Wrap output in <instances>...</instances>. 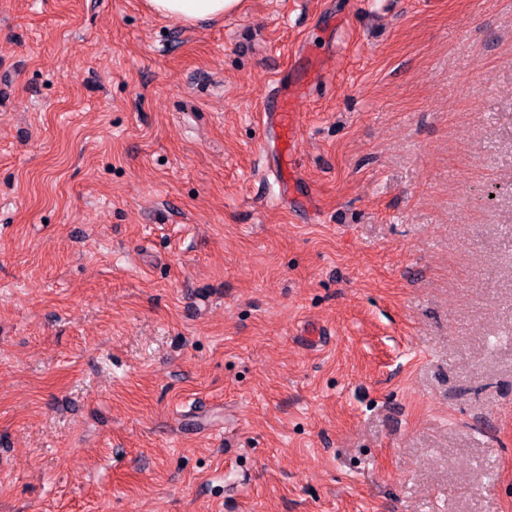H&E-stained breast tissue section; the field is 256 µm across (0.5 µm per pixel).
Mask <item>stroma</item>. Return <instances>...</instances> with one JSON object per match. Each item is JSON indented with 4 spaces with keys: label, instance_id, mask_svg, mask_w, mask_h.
I'll return each mask as SVG.
<instances>
[{
    "label": "stroma",
    "instance_id": "1",
    "mask_svg": "<svg viewBox=\"0 0 512 512\" xmlns=\"http://www.w3.org/2000/svg\"><path fill=\"white\" fill-rule=\"evenodd\" d=\"M0 512H512V0H0ZM241 0H146L148 9L184 24L224 18L238 10ZM299 90L300 87L298 85L290 84L288 87H285L278 83L266 95L269 102L267 112L270 113L280 132L288 140V146L295 137L292 112H289V110L292 108Z\"/></svg>",
    "mask_w": 512,
    "mask_h": 512
}]
</instances>
